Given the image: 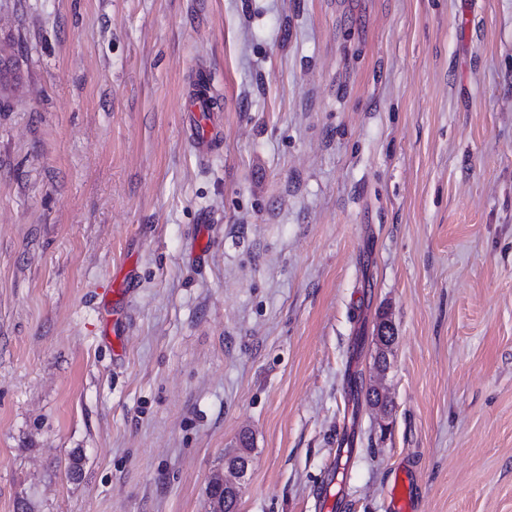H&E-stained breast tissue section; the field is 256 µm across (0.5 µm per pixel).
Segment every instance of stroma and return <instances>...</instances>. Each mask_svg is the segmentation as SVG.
Here are the masks:
<instances>
[{"label":"stroma","instance_id":"obj_1","mask_svg":"<svg viewBox=\"0 0 512 512\" xmlns=\"http://www.w3.org/2000/svg\"><path fill=\"white\" fill-rule=\"evenodd\" d=\"M0 46V512H209L243 433L237 512H320L344 438L346 512L406 463L512 512V0H0ZM213 98L210 72L201 70L198 73L197 86L191 101V112H212Z\"/></svg>","mask_w":512,"mask_h":512}]
</instances>
